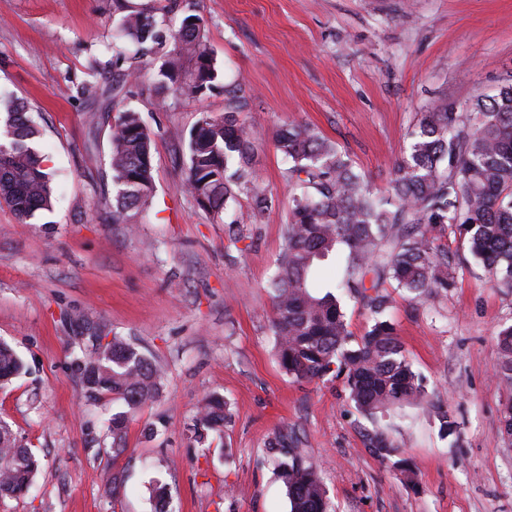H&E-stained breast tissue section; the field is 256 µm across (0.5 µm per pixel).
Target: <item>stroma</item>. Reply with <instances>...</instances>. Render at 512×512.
<instances>
[{
	"instance_id": "35a3bbf8",
	"label": "stroma",
	"mask_w": 512,
	"mask_h": 512,
	"mask_svg": "<svg viewBox=\"0 0 512 512\" xmlns=\"http://www.w3.org/2000/svg\"><path fill=\"white\" fill-rule=\"evenodd\" d=\"M204 17L216 89L192 100L137 88L117 107L139 111L155 139L156 195L128 232L110 223L111 116L90 113L92 60L112 58L115 0H0V92L23 99L55 175L52 210L19 218L0 204V341L26 371L0 387V419L40 461L27 495L0 512H290L278 462L302 449L335 512H512V442L501 433L512 386L497 376V331L512 324V288L491 286L457 236L448 291L414 301L391 290L385 312L434 401L457 422L445 437L428 409L363 418L342 380L291 379L271 332L270 278L291 191L273 143L307 123L348 151L374 191L388 187L420 113L464 111L512 82V0H191ZM240 89L255 137L253 167L272 205L253 215L239 193L222 219L183 188L186 140L201 113ZM96 138H89L90 124ZM245 220L230 245L231 218ZM103 323L163 372L156 399L127 410L87 398L72 372L70 319ZM211 396L227 403L223 433H198ZM127 412L122 448L107 421ZM387 429L417 473L402 482L363 444ZM125 487L111 496L106 476Z\"/></svg>"
}]
</instances>
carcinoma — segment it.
<instances>
[{"instance_id":"1","label":"carcinoma","mask_w":512,"mask_h":512,"mask_svg":"<svg viewBox=\"0 0 512 512\" xmlns=\"http://www.w3.org/2000/svg\"><path fill=\"white\" fill-rule=\"evenodd\" d=\"M165 9L162 0L129 8L118 28L119 38L136 46L140 55L163 58L153 78L163 106V91L200 98L218 77L206 22L195 5H187L175 31L161 27L157 19ZM112 68V85L84 90L92 112L111 111L112 100L143 82L142 70L120 49L112 54ZM246 107L245 97L232 90L224 113H202L189 133L185 189L218 219L240 192L250 194L255 217L272 203L252 168L254 137L243 117ZM39 137L24 102L0 100V203L21 218L52 207L53 177L35 148ZM408 138L389 189L379 195L368 189L350 155L314 128L291 123L275 131L273 142L288 161V181L295 191L270 280L271 331L280 364L293 380L343 378L355 409L369 419L393 407L425 405L449 436L455 433V421L433 403L394 324L383 318L390 303L385 285L418 297L448 288L450 260L440 241L451 231L482 263L490 283L512 288V84L474 99L465 113L435 106L422 113ZM110 144L115 203L109 220L138 224L155 194L154 143L139 112L118 111ZM338 250L343 251V267L335 290L320 293L317 262ZM344 296L372 320L356 343L341 306ZM71 328L84 346L73 367L88 397L110 394L131 409L155 398L162 374L142 351L119 336L103 342V328L83 318ZM496 340L497 373L512 385V325L500 329ZM24 370L23 360L1 342L0 384ZM226 418V403L211 397L197 425L220 433ZM364 442L404 483H415L416 472L386 431H368ZM39 468L36 456L0 420V495L27 494ZM280 474L291 512H331L317 466L300 451H293Z\"/></svg>"}]
</instances>
